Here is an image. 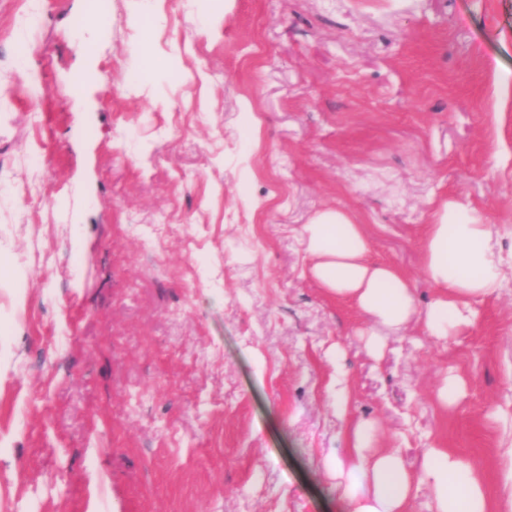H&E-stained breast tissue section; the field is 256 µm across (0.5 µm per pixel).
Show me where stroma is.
<instances>
[{
  "label": "stroma",
  "mask_w": 512,
  "mask_h": 512,
  "mask_svg": "<svg viewBox=\"0 0 512 512\" xmlns=\"http://www.w3.org/2000/svg\"><path fill=\"white\" fill-rule=\"evenodd\" d=\"M84 7L18 30L0 0V512H346L326 465L358 418L496 492L512 283L375 353L301 231L349 214L423 303L442 203L512 252V0H112L74 31Z\"/></svg>",
  "instance_id": "obj_1"
}]
</instances>
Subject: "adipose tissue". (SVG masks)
<instances>
[{
    "mask_svg": "<svg viewBox=\"0 0 512 512\" xmlns=\"http://www.w3.org/2000/svg\"><path fill=\"white\" fill-rule=\"evenodd\" d=\"M315 262L309 274L323 288L350 298L375 326L400 330L418 322L426 336L440 338L471 325L475 302L501 288L512 260L496 248L492 225L479 223L464 205L443 207L427 227L423 276L437 296L420 306L414 283L393 266L369 261L371 243L362 224L327 209L303 230ZM375 426L349 422L345 446L330 461L343 481L350 512H406L419 485H428L435 512H512V478L489 494L483 474L447 448H429L419 473H411L395 451L369 454Z\"/></svg>",
    "mask_w": 512,
    "mask_h": 512,
    "instance_id": "ef3b65f1",
    "label": "adipose tissue"
}]
</instances>
